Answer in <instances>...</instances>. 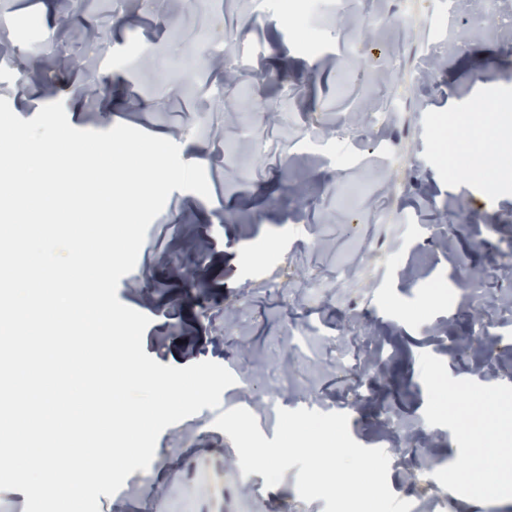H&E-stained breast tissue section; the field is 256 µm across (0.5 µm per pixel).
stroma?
<instances>
[{"label": "stroma", "mask_w": 512, "mask_h": 512, "mask_svg": "<svg viewBox=\"0 0 512 512\" xmlns=\"http://www.w3.org/2000/svg\"><path fill=\"white\" fill-rule=\"evenodd\" d=\"M53 3L0 0V97L25 120L60 101L78 129L170 135L203 167L209 197L169 195L117 296L149 318L160 364L235 378L100 512H323L299 498L298 467L272 488L242 473L214 426L233 408L269 440L279 410L346 414L387 453L398 499L425 469L448 512H512V486L468 481L465 460L478 437L512 451V427L463 430L441 409L454 389L512 397V308L497 303L512 280L491 273L512 251V122L486 110L512 114V0L494 25L473 0H88L64 26ZM407 4L432 26L396 22ZM458 131L481 141L452 170L437 144ZM294 326L311 331L297 353Z\"/></svg>", "instance_id": "obj_1"}]
</instances>
